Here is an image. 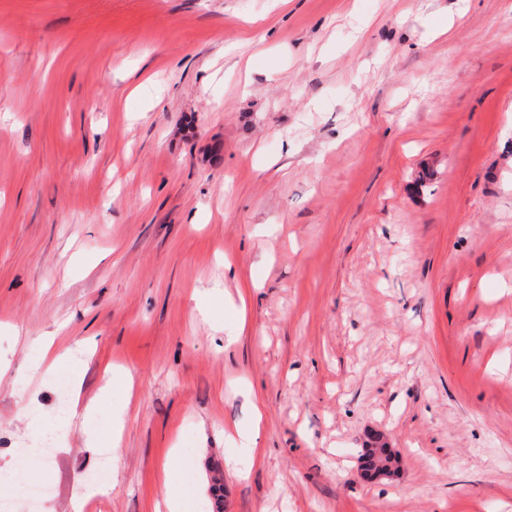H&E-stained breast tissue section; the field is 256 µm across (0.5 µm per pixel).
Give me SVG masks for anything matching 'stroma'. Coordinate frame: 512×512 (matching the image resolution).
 Masks as SVG:
<instances>
[{"label":"stroma","instance_id":"35a3bbf8","mask_svg":"<svg viewBox=\"0 0 512 512\" xmlns=\"http://www.w3.org/2000/svg\"><path fill=\"white\" fill-rule=\"evenodd\" d=\"M0 366L18 512H512V0H0Z\"/></svg>","mask_w":512,"mask_h":512}]
</instances>
